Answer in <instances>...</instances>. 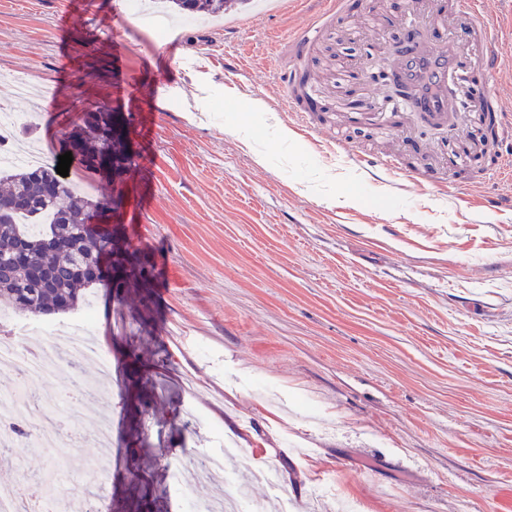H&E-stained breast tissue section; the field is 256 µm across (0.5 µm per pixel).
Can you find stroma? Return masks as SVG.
I'll list each match as a JSON object with an SVG mask.
<instances>
[{"mask_svg":"<svg viewBox=\"0 0 512 512\" xmlns=\"http://www.w3.org/2000/svg\"><path fill=\"white\" fill-rule=\"evenodd\" d=\"M125 2L0 0V70L39 91L15 103L0 87V109L31 116L16 149L58 158L104 105L132 155L92 179L115 202L123 269L94 290L116 444L76 464L103 471L106 512H189L214 496L188 481L196 458L228 441L279 475L281 492L250 490L263 512H512V183L489 170L464 198L437 195L364 175L317 134L283 140L291 0H265L248 27L181 19L163 42ZM408 3L360 0L328 24L308 62L322 113L352 96L391 112L373 75ZM486 11L507 64L489 89L512 115V0ZM319 115L316 130L405 164L441 168L454 146L409 113L387 135ZM99 377L90 360L62 366L26 429ZM50 465V450L0 447V483L44 484Z\"/></svg>","mask_w":512,"mask_h":512,"instance_id":"35a3bbf8","label":"stroma"}]
</instances>
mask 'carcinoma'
<instances>
[{
	"label": "carcinoma",
	"mask_w": 512,
	"mask_h": 512,
	"mask_svg": "<svg viewBox=\"0 0 512 512\" xmlns=\"http://www.w3.org/2000/svg\"><path fill=\"white\" fill-rule=\"evenodd\" d=\"M233 0H157L166 12L220 17ZM103 107L86 126L71 133L81 138L87 154L111 153L116 171L128 161L127 146L108 135ZM0 307L34 316H49L79 307L80 287L112 288L104 278L81 272L109 254L106 239L89 226L92 214L112 198L90 199L77 192L50 164L0 170Z\"/></svg>",
	"instance_id": "obj_1"
}]
</instances>
